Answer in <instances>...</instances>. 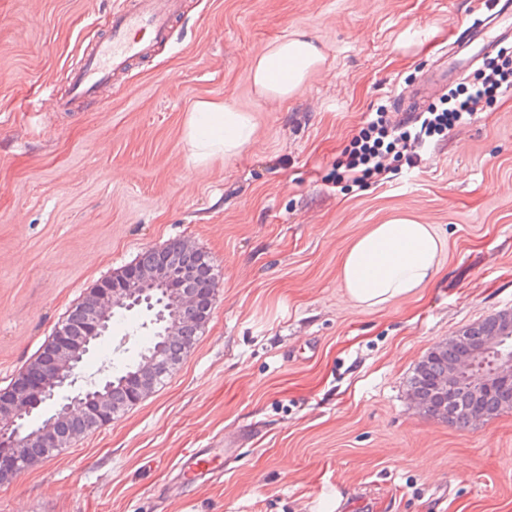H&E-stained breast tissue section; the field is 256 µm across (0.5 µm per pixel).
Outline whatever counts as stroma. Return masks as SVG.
<instances>
[{
	"label": "stroma",
	"instance_id": "obj_1",
	"mask_svg": "<svg viewBox=\"0 0 512 512\" xmlns=\"http://www.w3.org/2000/svg\"><path fill=\"white\" fill-rule=\"evenodd\" d=\"M119 0H0V388L100 280L182 240L219 275L188 356L112 422L0 484V512H512V410L466 430L425 416L409 380L439 343L512 311V92L425 144L416 167L337 180L370 112L451 70L495 0H184L167 40L71 100ZM309 32L303 90L260 98L270 43ZM247 112L249 145L194 165L192 104ZM443 241L431 282L374 307L340 278L374 225ZM77 371L102 383L153 336L133 310ZM225 449L192 482L179 461Z\"/></svg>",
	"mask_w": 512,
	"mask_h": 512
}]
</instances>
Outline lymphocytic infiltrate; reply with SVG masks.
<instances>
[{"mask_svg":"<svg viewBox=\"0 0 512 512\" xmlns=\"http://www.w3.org/2000/svg\"><path fill=\"white\" fill-rule=\"evenodd\" d=\"M499 58V63L489 65L469 85L449 91L440 107L426 114L418 113L416 127H391L381 117L368 121L351 143L346 174L360 183L368 176L385 172L383 159L388 154L415 165L418 161L415 149L424 137L440 135L468 123L479 106L491 103L497 94L512 90V51L502 50Z\"/></svg>","mask_w":512,"mask_h":512,"instance_id":"f902f5d3","label":"lymphocytic infiltrate"}]
</instances>
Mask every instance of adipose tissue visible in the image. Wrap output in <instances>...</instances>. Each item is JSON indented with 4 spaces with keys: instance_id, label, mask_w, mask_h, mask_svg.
<instances>
[{
    "instance_id": "ef3b65f1",
    "label": "adipose tissue",
    "mask_w": 512,
    "mask_h": 512,
    "mask_svg": "<svg viewBox=\"0 0 512 512\" xmlns=\"http://www.w3.org/2000/svg\"><path fill=\"white\" fill-rule=\"evenodd\" d=\"M323 62L318 44L297 30L256 56L250 79L259 97L285 101ZM250 127L249 116L227 103L195 102L185 127L191 159L203 165L216 156L240 154L250 142ZM442 247L431 225L410 218L375 225L342 258L340 276L349 298L370 307L411 294L434 276Z\"/></svg>"
}]
</instances>
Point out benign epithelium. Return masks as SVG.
<instances>
[{
  "label": "benign epithelium",
  "instance_id": "obj_1",
  "mask_svg": "<svg viewBox=\"0 0 512 512\" xmlns=\"http://www.w3.org/2000/svg\"><path fill=\"white\" fill-rule=\"evenodd\" d=\"M158 261L149 268L126 269V274L99 285L94 291V316L84 328V334L72 336L66 321H61L52 336L54 346L48 349L42 358L44 377L39 379L27 370H20L13 381L0 389V484L16 478L31 467L27 448L33 441L55 451L60 442L74 440L61 433V422L68 413L94 414L106 417V397L110 385L88 391L79 389L68 402L62 404L54 414L40 423L32 425L29 419L34 412L66 386H74L75 370L90 352L93 342L102 338L110 329L112 318L121 311H130L143 300L151 298L156 292L168 295L174 292L173 307L176 313L173 319L165 322L162 334H175L179 319L186 311L197 307L204 308L202 315L210 317L217 299L218 288L209 293L186 294L177 288V283L185 280L189 272L179 266L165 248L156 249ZM501 337H483L482 346H473L462 355L448 363V372L443 375V384H451L468 392L478 399L499 386L512 384V348L500 350ZM497 352L496 361L490 368H477V363L485 352ZM147 371L138 369L125 373L123 382L130 385L133 402L141 400L144 379Z\"/></svg>",
  "mask_w": 512,
  "mask_h": 512
}]
</instances>
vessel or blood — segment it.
<instances>
[{
	"instance_id": "vessel-or-blood-1",
	"label": "vessel or blood",
	"mask_w": 512,
	"mask_h": 512,
	"mask_svg": "<svg viewBox=\"0 0 512 512\" xmlns=\"http://www.w3.org/2000/svg\"><path fill=\"white\" fill-rule=\"evenodd\" d=\"M183 0H121L112 11L109 35L91 47L83 66L72 77L73 94L92 99L99 86L145 56L153 43L167 36L181 14ZM219 455H191L182 463L185 473L202 477L215 470Z\"/></svg>"
}]
</instances>
